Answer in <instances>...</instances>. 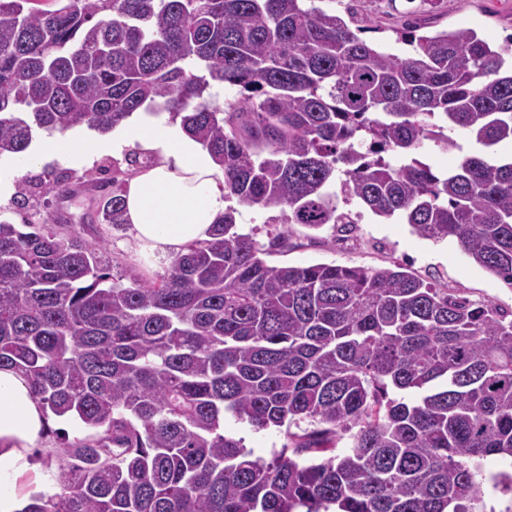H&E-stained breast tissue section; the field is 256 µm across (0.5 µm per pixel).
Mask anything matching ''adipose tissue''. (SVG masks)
I'll return each instance as SVG.
<instances>
[{
  "label": "adipose tissue",
  "mask_w": 512,
  "mask_h": 512,
  "mask_svg": "<svg viewBox=\"0 0 512 512\" xmlns=\"http://www.w3.org/2000/svg\"><path fill=\"white\" fill-rule=\"evenodd\" d=\"M129 146L153 159L126 184V219L135 240L151 252L171 256L207 239L230 205L224 171L169 115L130 117L109 138L53 133L34 144L18 168L32 169L50 158L83 163ZM50 428L23 375L0 368V512H21L30 494L47 485L34 452L47 447Z\"/></svg>",
  "instance_id": "obj_1"
}]
</instances>
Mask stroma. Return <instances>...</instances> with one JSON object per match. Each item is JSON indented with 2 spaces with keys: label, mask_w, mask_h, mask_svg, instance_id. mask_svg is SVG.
<instances>
[{
  "label": "stroma",
  "mask_w": 512,
  "mask_h": 512,
  "mask_svg": "<svg viewBox=\"0 0 512 512\" xmlns=\"http://www.w3.org/2000/svg\"><path fill=\"white\" fill-rule=\"evenodd\" d=\"M359 18L367 28V40L402 56L408 55L411 48L398 42L396 31L409 19L417 21L424 35L472 28L497 45L505 44L512 36V0H442L433 10L420 0H362ZM16 162L13 155L0 158L1 218L19 224L26 218L37 221L61 215L67 219L63 233L79 232L88 242L101 246L113 276L132 268L147 277L160 271V255L140 249L129 228L115 230L106 224L92 223L97 192L85 190L62 201L40 187L28 204L14 203ZM287 230L288 249L268 255V262L289 266L336 263L369 269L398 263L422 278L436 279L471 301H489L504 311H512V286L471 262L454 241L423 240L412 233L409 225L391 224L370 214L345 240L335 237L328 226L315 231L292 224ZM225 429L242 439L254 456L264 459L287 441L284 429L273 427L257 432L247 423L231 418L226 419Z\"/></svg>",
  "instance_id": "35a3bbf8"
}]
</instances>
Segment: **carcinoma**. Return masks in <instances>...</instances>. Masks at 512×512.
<instances>
[{
	"instance_id": "obj_1",
	"label": "carcinoma",
	"mask_w": 512,
	"mask_h": 512,
	"mask_svg": "<svg viewBox=\"0 0 512 512\" xmlns=\"http://www.w3.org/2000/svg\"><path fill=\"white\" fill-rule=\"evenodd\" d=\"M315 0H0V156L34 130L106 133L168 112L239 204L349 232L356 203L451 239L512 285V36L416 35L402 57ZM236 90L219 105L209 88ZM487 150L468 152L456 132ZM430 142L455 155L436 172ZM126 172L85 176L126 224ZM61 200L67 177L46 184ZM237 230L115 278L101 249L0 220V366L88 434L23 512H478L512 459V318L396 264L271 265ZM231 414L288 444L268 460ZM350 446L336 452L337 440ZM225 429L235 438H242L246 448L253 452V458L261 457L269 459L272 453L280 450L287 443L286 427L269 428L256 432L246 422H238L228 417L225 421ZM511 460H503L499 457H489L483 462V473L486 476L485 482V508L483 512H506V506H511L512 512V495L502 494L499 489H494L497 483V477L501 473L512 474L509 464Z\"/></svg>"
}]
</instances>
